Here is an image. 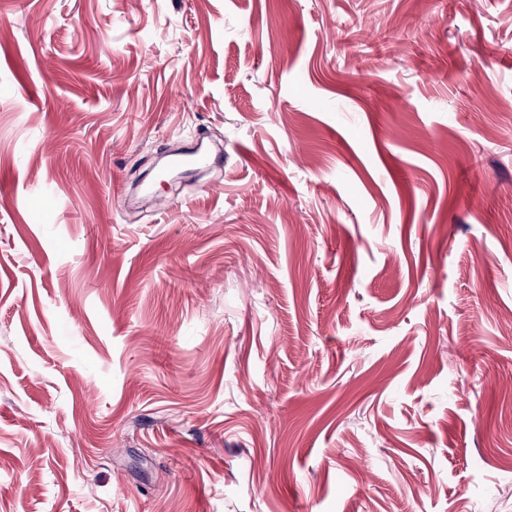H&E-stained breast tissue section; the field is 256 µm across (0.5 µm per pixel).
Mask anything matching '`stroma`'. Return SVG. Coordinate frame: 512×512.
Masks as SVG:
<instances>
[{
  "label": "stroma",
  "instance_id": "stroma-1",
  "mask_svg": "<svg viewBox=\"0 0 512 512\" xmlns=\"http://www.w3.org/2000/svg\"><path fill=\"white\" fill-rule=\"evenodd\" d=\"M511 311L512 0H0V512H512Z\"/></svg>",
  "mask_w": 512,
  "mask_h": 512
}]
</instances>
